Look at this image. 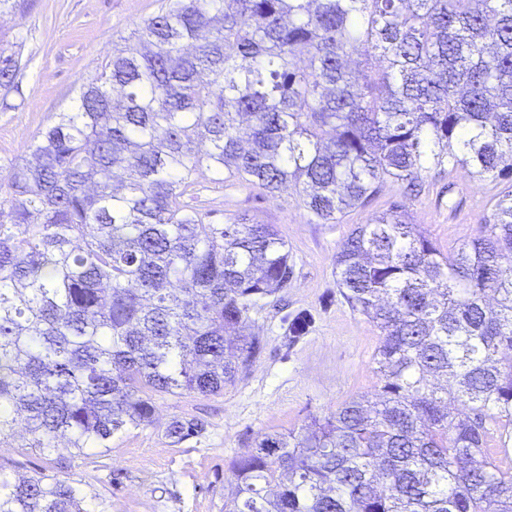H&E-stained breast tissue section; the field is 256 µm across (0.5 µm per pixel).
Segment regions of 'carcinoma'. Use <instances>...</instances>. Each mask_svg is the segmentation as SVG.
Listing matches in <instances>:
<instances>
[{"instance_id": "carcinoma-1", "label": "carcinoma", "mask_w": 512, "mask_h": 512, "mask_svg": "<svg viewBox=\"0 0 512 512\" xmlns=\"http://www.w3.org/2000/svg\"><path fill=\"white\" fill-rule=\"evenodd\" d=\"M20 70L1 49L0 88ZM459 167L505 184L479 236L445 254L395 205L336 254L380 331L376 392L234 460L224 512H512L488 446L512 442V0H163L119 37L0 183V446L105 453L155 395L221 394L261 353L288 243L184 204L197 171L292 183L338 224ZM0 512L104 510L0 464Z\"/></svg>"}]
</instances>
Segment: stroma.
Listing matches in <instances>:
<instances>
[{"label":"stroma","mask_w":512,"mask_h":512,"mask_svg":"<svg viewBox=\"0 0 512 512\" xmlns=\"http://www.w3.org/2000/svg\"><path fill=\"white\" fill-rule=\"evenodd\" d=\"M161 0H26L20 12L0 16V48L19 53L13 89H0V164L23 156L29 142L71 106L79 79L93 75L112 54L116 35L158 12ZM499 188L464 169L424 176L418 194L385 183L368 208L340 223L319 224L296 188L270 196L256 186L196 177L193 207L221 224L246 212L278 227L288 243L289 287L251 313V331L263 351L223 394L156 396L153 425L115 436L106 454L45 456L28 448H1L0 464L17 474L44 473L84 480L105 512H224L232 461L264 435L299 430L307 416H324L350 399L373 393V354L380 332L354 313L336 287L335 257L353 225L402 204L441 250L480 232ZM306 329L291 338L296 319ZM196 417L204 430L180 444L165 435L176 417Z\"/></svg>","instance_id":"1"}]
</instances>
